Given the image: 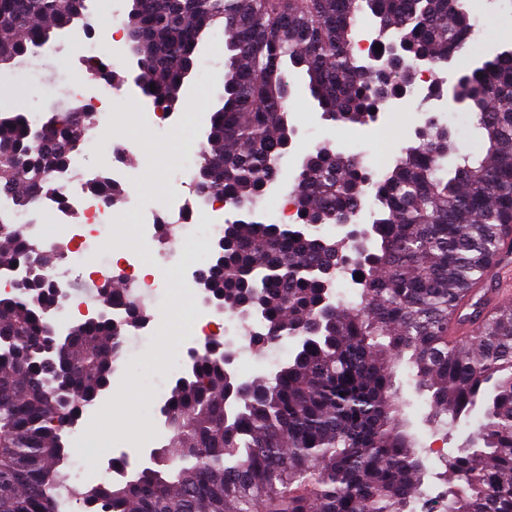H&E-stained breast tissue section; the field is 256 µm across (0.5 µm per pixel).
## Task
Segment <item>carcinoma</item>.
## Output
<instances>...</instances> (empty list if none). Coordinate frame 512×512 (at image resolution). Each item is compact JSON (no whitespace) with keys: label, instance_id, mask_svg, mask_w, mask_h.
<instances>
[{"label":"carcinoma","instance_id":"carcinoma-1","mask_svg":"<svg viewBox=\"0 0 512 512\" xmlns=\"http://www.w3.org/2000/svg\"><path fill=\"white\" fill-rule=\"evenodd\" d=\"M126 41L143 96L176 105L199 45L226 36L223 105L210 116L197 190L219 194L238 218L201 273L224 311L260 316L253 344L295 342L288 362L242 383L222 353L204 352L163 403L176 434L149 463L115 481L68 486L70 420L112 385L125 336L147 311L112 317L116 292L99 288L98 316L58 331L43 249L0 223V269L24 268L0 295V512H416L427 469L414 451L401 364L430 393L429 421L483 417L468 446L436 473L444 490L426 512H512V305L489 308L491 273L512 248V50L480 65L462 55L472 31L460 0H130ZM369 12L381 45L436 62L459 57L456 92L481 130L478 152L458 157L448 128L422 139L378 174L319 144L292 191L293 224L254 219L250 203L278 179L296 129L288 122L284 64L301 69L326 119L367 125L394 93L357 56L353 34ZM88 0H0V71L38 52L51 34L89 29ZM156 90H150V86ZM87 113L64 106L40 127L0 112V194L30 206L84 140ZM379 206L366 238L326 235L358 226L367 197ZM363 274L350 307L315 272ZM478 326L448 345V323Z\"/></svg>","mask_w":512,"mask_h":512}]
</instances>
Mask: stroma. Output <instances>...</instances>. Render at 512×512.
<instances>
[{
	"instance_id": "1",
	"label": "stroma",
	"mask_w": 512,
	"mask_h": 512,
	"mask_svg": "<svg viewBox=\"0 0 512 512\" xmlns=\"http://www.w3.org/2000/svg\"><path fill=\"white\" fill-rule=\"evenodd\" d=\"M468 9L477 19L479 34L475 40L476 52H488L498 41L512 37V0H470ZM67 37L57 40L61 51L57 57L39 62L36 76L29 81L14 75L0 78V102L10 100L21 103L32 112H53L57 106L69 104V92L64 73L68 53ZM196 66L180 93L178 113L184 121L177 139L149 132L142 115L146 110L145 98L139 88H131L125 98L113 108L112 130L124 138L136 140L138 151L129 162L131 178L119 186V201L135 200L163 210L180 187L172 182L170 159L173 142L191 147L199 132V114H212L220 106L224 91V49L215 39L202 46ZM292 83L290 124L297 133L287 155L280 164L278 180L286 188H293L300 165L314 147L327 143L343 155L363 156L368 165L389 163L400 151L415 142V132L427 115H436L439 123L447 126L457 154L475 151L479 132L463 107L441 100H424L415 94L395 101L376 122L344 125L324 119L316 102L305 89L302 74L290 75ZM150 246L142 237L137 212L126 214L122 221L111 224L107 234L92 248V255L128 253L148 256ZM171 269L159 267V289L167 297L155 307L158 326L153 336L140 339L128 336L125 350L113 377L108 401L92 416L81 418L70 435L71 457L80 468L79 484H94L109 479V460L123 457L130 469L145 463L151 450L166 444L170 435L158 410L168 394L175 377V365L185 363L188 350L194 345L192 333L172 331L167 315L182 307L183 302L170 295ZM225 346L235 349L234 364L239 378L248 380L270 373L277 364L287 362L295 346L285 341L278 356L258 350L242 356L237 337H224ZM395 383L407 403L405 418L419 449L426 451L428 467H435L438 455H456L463 444L474 419L481 410H474L471 419L428 422L429 393L416 389L407 367H399Z\"/></svg>"
}]
</instances>
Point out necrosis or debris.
Listing matches in <instances>:
<instances>
[{"label": "necrosis or debris", "mask_w": 512, "mask_h": 512, "mask_svg": "<svg viewBox=\"0 0 512 512\" xmlns=\"http://www.w3.org/2000/svg\"><path fill=\"white\" fill-rule=\"evenodd\" d=\"M123 24L122 8L113 5L109 8L100 35L91 38L75 34L71 37L78 53V63L73 69L70 95L93 115L81 153L75 154L68 167L54 175L50 188L30 205L28 214L17 213L13 200L0 195V222L14 225L21 234L39 241L43 246L62 249L61 261L45 268L44 276L49 283L66 290L57 309L59 320L64 324L97 312L96 306L71 293L74 277L78 274L101 283L115 276L121 277L128 286L127 295L120 300V306L124 309L144 306L160 297L154 283L141 277L143 262L139 256H110L95 263L90 262L87 256L88 250L104 235L117 215L104 192L98 191L96 185L128 180L131 172L123 167L122 162L135 151L133 142L118 140L111 134V108L115 100L124 96L121 84L111 80H95L86 73V63L90 60L109 69L116 66L112 40L120 33ZM88 151L104 157L106 164L101 170L89 172L84 169L83 155ZM198 157V151L194 150L182 155L176 162L174 174L184 191L169 201L162 214L166 217L165 223H158L160 214L154 210L143 209L139 212L141 232L157 244L159 256H166V246L173 235L181 239L200 237L202 255L211 256L215 242L224 234L223 199H213L203 207L188 192L193 185ZM74 212L82 215V223H70L69 217ZM200 213L207 217L206 225L193 224V216Z\"/></svg>", "instance_id": "4bbe7bcc"}]
</instances>
